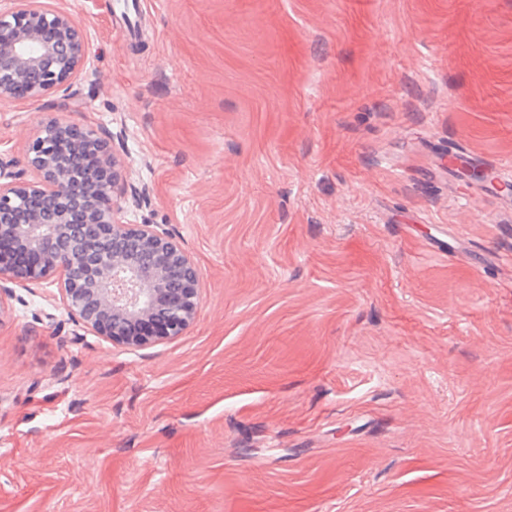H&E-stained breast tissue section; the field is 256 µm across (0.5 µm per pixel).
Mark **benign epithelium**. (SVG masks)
Segmentation results:
<instances>
[{"label": "benign epithelium", "instance_id": "7a95c632", "mask_svg": "<svg viewBox=\"0 0 512 512\" xmlns=\"http://www.w3.org/2000/svg\"><path fill=\"white\" fill-rule=\"evenodd\" d=\"M0 102L68 89L85 70L76 18L44 0H0ZM30 175L0 159V313L12 286L53 283L69 319L129 349L184 335L201 272L155 224L124 221L146 188L122 187L110 139L50 119L27 149Z\"/></svg>", "mask_w": 512, "mask_h": 512}]
</instances>
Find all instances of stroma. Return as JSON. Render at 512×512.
Instances as JSON below:
<instances>
[{
	"label": "stroma",
	"mask_w": 512,
	"mask_h": 512,
	"mask_svg": "<svg viewBox=\"0 0 512 512\" xmlns=\"http://www.w3.org/2000/svg\"><path fill=\"white\" fill-rule=\"evenodd\" d=\"M125 215L201 271L183 336L131 351L57 288L0 314V512H512V0H52Z\"/></svg>",
	"instance_id": "35a3bbf8"
}]
</instances>
